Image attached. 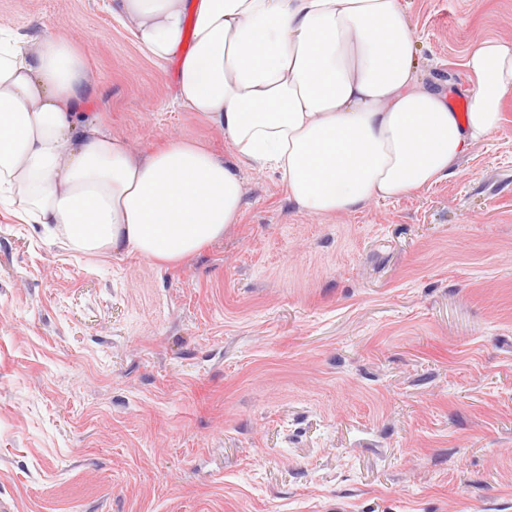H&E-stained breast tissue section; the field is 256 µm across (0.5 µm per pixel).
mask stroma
Wrapping results in <instances>:
<instances>
[{
    "label": "stroma",
    "instance_id": "obj_1",
    "mask_svg": "<svg viewBox=\"0 0 512 512\" xmlns=\"http://www.w3.org/2000/svg\"><path fill=\"white\" fill-rule=\"evenodd\" d=\"M417 74L512 41V0H401ZM77 40L82 119L141 154L231 146L106 0H0ZM243 218L173 266L50 242L0 208V512H512V107L422 192Z\"/></svg>",
    "mask_w": 512,
    "mask_h": 512
}]
</instances>
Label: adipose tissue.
I'll return each mask as SVG.
<instances>
[{
	"mask_svg": "<svg viewBox=\"0 0 512 512\" xmlns=\"http://www.w3.org/2000/svg\"><path fill=\"white\" fill-rule=\"evenodd\" d=\"M118 16L158 63L178 60L176 99L223 130L231 158L165 140L139 158L82 123V46L0 28V202L75 250L172 265L239 223L234 163L278 174L309 215L418 193L446 176L512 106V43L465 57L469 107L415 75L400 0H119ZM192 48L182 52L184 38Z\"/></svg>",
	"mask_w": 512,
	"mask_h": 512,
	"instance_id": "obj_1",
	"label": "adipose tissue"
}]
</instances>
